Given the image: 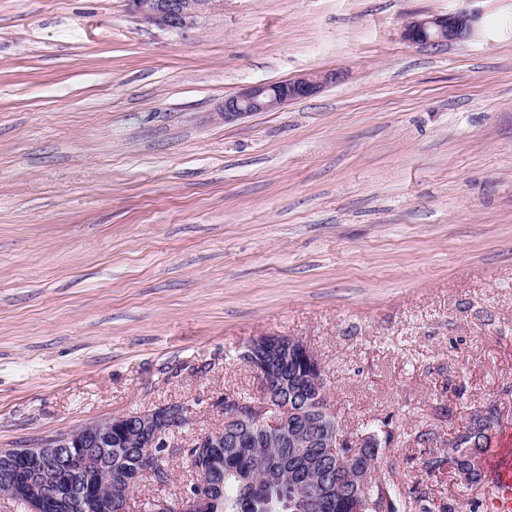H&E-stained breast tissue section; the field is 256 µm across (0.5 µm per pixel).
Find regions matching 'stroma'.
Returning <instances> with one entry per match:
<instances>
[{"label": "stroma", "mask_w": 512, "mask_h": 512, "mask_svg": "<svg viewBox=\"0 0 512 512\" xmlns=\"http://www.w3.org/2000/svg\"><path fill=\"white\" fill-rule=\"evenodd\" d=\"M464 8L463 40L402 36ZM262 335L315 351L402 488L488 512L493 456L470 485L423 460L489 410L512 446V0H215L180 32L126 0H0V448L168 403L192 440L259 396ZM168 456L130 512L183 497ZM340 78V71H332L320 75H301L276 83H257L226 97L219 115L224 123H230L258 112H268L288 102L311 97Z\"/></svg>", "instance_id": "1"}]
</instances>
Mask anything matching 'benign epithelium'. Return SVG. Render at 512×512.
<instances>
[{
  "instance_id": "benign-epithelium-1",
  "label": "benign epithelium",
  "mask_w": 512,
  "mask_h": 512,
  "mask_svg": "<svg viewBox=\"0 0 512 512\" xmlns=\"http://www.w3.org/2000/svg\"><path fill=\"white\" fill-rule=\"evenodd\" d=\"M131 11L145 22L169 30L190 29L196 18L215 0H127ZM479 20L475 11L460 10L446 16L411 18L403 26V38L411 43L442 45L474 32ZM341 72L301 75L276 83H257L224 98L219 115L234 122L258 112H268L291 101L311 97L335 83ZM240 359L254 369L261 394L243 405L237 397L224 396V425L197 438L196 454L217 465L211 449L233 443L241 427L270 434L293 448L316 446L335 463L325 471L309 467L305 476L315 484L311 495L297 501L296 512H319L332 485L355 484L352 512H387L386 505L369 501L365 487L370 473L360 471L362 444L350 442L343 433L338 409L323 400L324 370L314 351L301 339L259 336L250 341ZM185 408L170 403L136 409L67 433L43 440L29 448L0 449V492L24 506L25 512H126L140 473L152 468L154 448H177ZM143 448L140 467L122 477L125 490L104 495L94 490L100 473H112V449ZM213 500L200 491L182 502L155 504V512H212Z\"/></svg>"
}]
</instances>
